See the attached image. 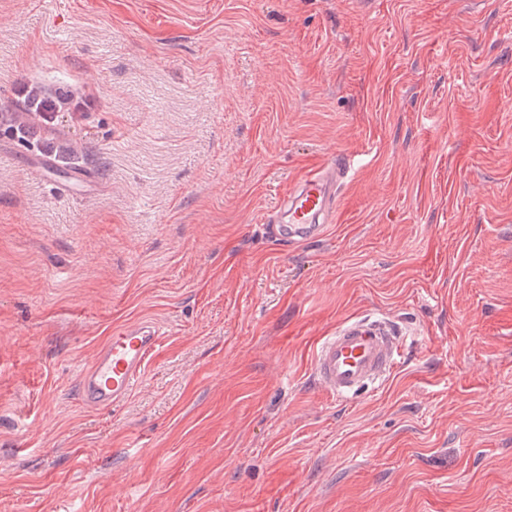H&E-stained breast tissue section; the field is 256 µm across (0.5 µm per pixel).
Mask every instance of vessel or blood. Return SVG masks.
Listing matches in <instances>:
<instances>
[{
	"mask_svg": "<svg viewBox=\"0 0 512 512\" xmlns=\"http://www.w3.org/2000/svg\"><path fill=\"white\" fill-rule=\"evenodd\" d=\"M347 170L343 157L327 161L284 196L267 229L280 243L320 239L338 205ZM162 341L159 325L145 320L115 328L79 380L83 401L109 407L124 401L142 378ZM399 346L381 321L354 320L320 341L312 363L315 381L332 396L349 398L384 380L394 369Z\"/></svg>",
	"mask_w": 512,
	"mask_h": 512,
	"instance_id": "vessel-or-blood-1",
	"label": "vessel or blood"
}]
</instances>
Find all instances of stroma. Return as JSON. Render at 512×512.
Segmentation results:
<instances>
[{
	"label": "stroma",
	"mask_w": 512,
	"mask_h": 512,
	"mask_svg": "<svg viewBox=\"0 0 512 512\" xmlns=\"http://www.w3.org/2000/svg\"><path fill=\"white\" fill-rule=\"evenodd\" d=\"M29 80L94 87L51 131L94 182L0 134V512H512V0H0V110ZM339 153L324 236L268 239ZM365 315L398 364L341 400L313 358ZM162 341L151 320L115 328L79 380L83 401L92 407L116 405L130 396Z\"/></svg>",
	"instance_id": "35a3bbf8"
}]
</instances>
